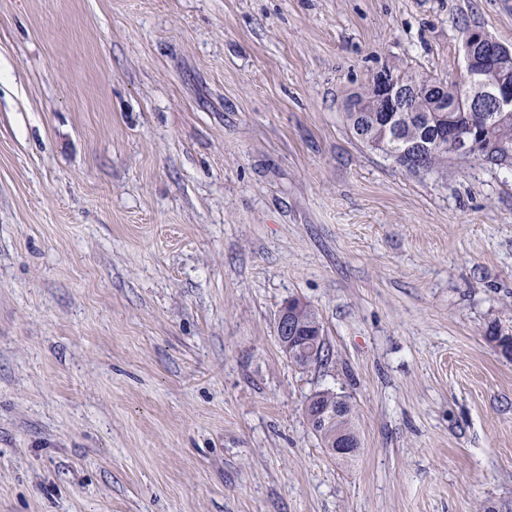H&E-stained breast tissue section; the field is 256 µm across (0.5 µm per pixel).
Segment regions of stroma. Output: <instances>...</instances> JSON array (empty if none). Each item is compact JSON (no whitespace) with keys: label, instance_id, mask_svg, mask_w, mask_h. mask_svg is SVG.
I'll use <instances>...</instances> for the list:
<instances>
[{"label":"stroma","instance_id":"35a3bbf8","mask_svg":"<svg viewBox=\"0 0 512 512\" xmlns=\"http://www.w3.org/2000/svg\"><path fill=\"white\" fill-rule=\"evenodd\" d=\"M466 25L512 47V0H0V512H512V164L342 108ZM295 307V310H292ZM303 307H306L302 309ZM302 309V310H301ZM301 310L298 313V322L301 325H304L303 328L304 331H307V326L312 325L314 323H319V317L316 311L306 302H304L301 299H292L286 303L283 308L281 309L279 316L277 318L276 322V337L279 341L280 346L282 349L286 352L288 359L295 364L298 367L305 368L312 366L313 364L320 363L324 360L325 356L320 355L318 358L313 359L308 357L306 354H297L294 356L298 351L300 352H309L311 354H314L315 351L320 352V343H321V334L318 333L316 336V346L314 341H310V345H312V349H307L305 346H303V342L305 340H301L299 336V327L294 323L293 317L296 316L297 311ZM321 326V324H320ZM325 345V339L322 338V346L323 350ZM346 404L345 410L340 412L338 419H336L332 425L331 429L325 431L322 436H318L321 441V444L326 449L327 440L339 430L350 433L354 436H357L355 425H354V410L351 405L347 402L343 401ZM359 443L353 439L351 436L347 434H341L334 439V443L327 448V452L329 455L335 457L349 456L355 454L358 451Z\"/></svg>","mask_w":512,"mask_h":512}]
</instances>
